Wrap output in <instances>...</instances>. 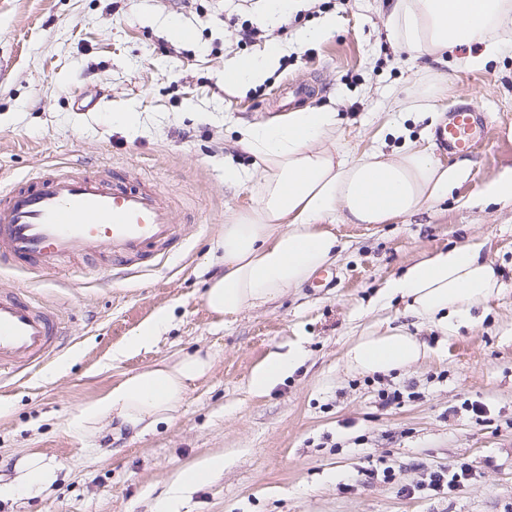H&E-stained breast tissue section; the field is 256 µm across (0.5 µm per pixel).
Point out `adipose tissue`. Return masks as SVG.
Here are the masks:
<instances>
[{
    "instance_id": "adipose-tissue-1",
    "label": "adipose tissue",
    "mask_w": 512,
    "mask_h": 512,
    "mask_svg": "<svg viewBox=\"0 0 512 512\" xmlns=\"http://www.w3.org/2000/svg\"><path fill=\"white\" fill-rule=\"evenodd\" d=\"M395 40L414 56H440L482 43L461 58L477 69L512 40V0H395L390 13ZM242 144L263 165L252 205L221 226L211 261L222 268L203 293L207 310L224 320L261 307L311 280L341 250L334 228L387 224L434 206L459 182L466 166L445 167L428 147L412 143L395 156L347 147L335 113L302 110L244 127ZM501 283L482 246L469 243L438 251L381 288L385 300H405L409 314L451 334L472 325V310L499 295ZM427 345L401 327L360 336L347 350L349 367L387 374L425 358ZM301 359L299 351L270 352L249 384L264 393ZM216 354L196 350L126 374L107 391L83 403L73 420L87 430L105 419L144 432L173 419L191 386L212 370ZM9 491L25 494L55 484L57 469L33 452L15 466Z\"/></svg>"
}]
</instances>
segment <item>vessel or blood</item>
Returning <instances> with one entry per match:
<instances>
[{"label": "vessel or blood", "instance_id": "vessel-or-blood-1", "mask_svg": "<svg viewBox=\"0 0 512 512\" xmlns=\"http://www.w3.org/2000/svg\"><path fill=\"white\" fill-rule=\"evenodd\" d=\"M486 126L467 107L449 112L435 136L459 153L482 142ZM171 195L106 167L78 172L50 167L0 190V262L48 272L94 251L111 268L166 254L179 240ZM63 330L41 302L0 292V378L43 364Z\"/></svg>", "mask_w": 512, "mask_h": 512}]
</instances>
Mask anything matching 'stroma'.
I'll return each instance as SVG.
<instances>
[{"label":"stroma","instance_id":"35a3bbf8","mask_svg":"<svg viewBox=\"0 0 512 512\" xmlns=\"http://www.w3.org/2000/svg\"><path fill=\"white\" fill-rule=\"evenodd\" d=\"M300 0L288 33L239 41L265 0H0V183L44 166H105L146 178L176 200L182 241L161 264L146 261L105 281L84 265L38 274L0 267V291L35 298L59 316L67 345L25 378L0 382V480L41 452L57 467L39 494L0 498V512H163L180 472L220 456L224 468L183 492L176 512H512V204L475 203L512 167V45L478 70L457 58L411 56L392 39L387 0ZM335 31L315 37L324 19ZM276 61L257 80L224 83L232 61ZM448 77L436 120L459 106L486 116L488 137L467 152L471 168L431 209L390 224H340L331 287L305 284L226 322L203 304L208 251L224 220L248 207L259 161L239 130L282 114L287 83L316 87L307 109L337 113L361 152L435 145L416 114L388 124L383 104L428 73ZM122 112L135 123L116 122ZM247 173L224 184L225 165ZM471 241L500 274L499 296L475 308V329L442 334L377 293L422 256ZM171 322L150 350L112 351L157 311ZM405 325L431 354L388 375L350 369L343 356L383 320ZM197 348L217 355L175 418L137 434L103 420L67 430L77 407L124 374ZM301 349L298 367L267 394L249 389L253 367L274 350ZM399 390L382 406L381 391ZM468 462L474 477L436 494L430 472ZM393 480H386L384 470ZM374 478H366V471Z\"/></svg>","mask_w":512,"mask_h":512}]
</instances>
